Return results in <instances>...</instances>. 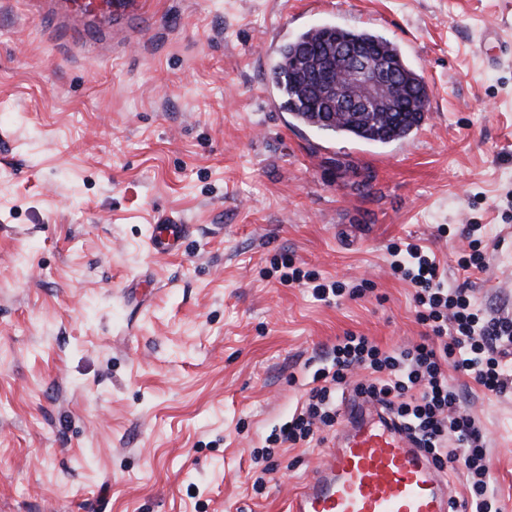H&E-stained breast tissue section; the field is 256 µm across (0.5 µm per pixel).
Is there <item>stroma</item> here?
Here are the masks:
<instances>
[{
	"mask_svg": "<svg viewBox=\"0 0 512 512\" xmlns=\"http://www.w3.org/2000/svg\"><path fill=\"white\" fill-rule=\"evenodd\" d=\"M143 45L80 52L0 0V512H289L322 447L254 451L348 332L418 341L388 246L512 316V0H148ZM372 29L426 81L369 145L295 124L271 82L310 27ZM183 224L176 254L156 225ZM478 224L486 267L458 270ZM298 267L363 296L326 304ZM512 512V390L463 380ZM163 229L152 235L149 249L156 255L169 254L178 249L186 226L183 224H162Z\"/></svg>",
	"mask_w": 512,
	"mask_h": 512,
	"instance_id": "35a3bbf8",
	"label": "stroma"
}]
</instances>
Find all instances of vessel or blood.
<instances>
[{"label":"vessel or blood","instance_id":"1","mask_svg":"<svg viewBox=\"0 0 512 512\" xmlns=\"http://www.w3.org/2000/svg\"><path fill=\"white\" fill-rule=\"evenodd\" d=\"M34 14L48 12L63 30L105 38L120 34L145 12L144 0H30ZM182 224H167L149 240L165 255L178 249ZM445 478L388 414L363 402L345 412L310 479L290 500L289 512H451Z\"/></svg>","mask_w":512,"mask_h":512}]
</instances>
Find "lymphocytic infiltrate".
Returning a JSON list of instances; mask_svg holds the SVG:
<instances>
[{"mask_svg": "<svg viewBox=\"0 0 512 512\" xmlns=\"http://www.w3.org/2000/svg\"><path fill=\"white\" fill-rule=\"evenodd\" d=\"M390 267L414 288L417 319L426 329L420 342L382 349L353 332L337 339L299 413L271 434L273 443H312L332 429L339 416L337 396L352 388L355 398L378 404L434 461L439 470H459L470 492L467 512H501L492 487L484 434L465 407V396L449 372L473 380L486 391L512 388V317L494 316L473 301L466 286L445 284L433 253L407 243L390 247ZM366 371L354 384V371Z\"/></svg>", "mask_w": 512, "mask_h": 512, "instance_id": "f902f5d3", "label": "lymphocytic infiltrate"}]
</instances>
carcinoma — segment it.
<instances>
[{
  "mask_svg": "<svg viewBox=\"0 0 512 512\" xmlns=\"http://www.w3.org/2000/svg\"><path fill=\"white\" fill-rule=\"evenodd\" d=\"M366 43L373 50L402 67L400 80L409 84L410 94L403 101L404 112H334L320 101L316 82L295 64L306 55L321 54L332 43ZM273 82L284 94V108L300 124L328 136H344L368 144H388L406 137L425 119L429 88L422 76L407 67L397 47L388 39L366 30H349L332 25L311 28L281 50L273 71Z\"/></svg>",
  "mask_w": 512,
  "mask_h": 512,
  "instance_id": "cac0c4a2",
  "label": "carcinoma"
}]
</instances>
